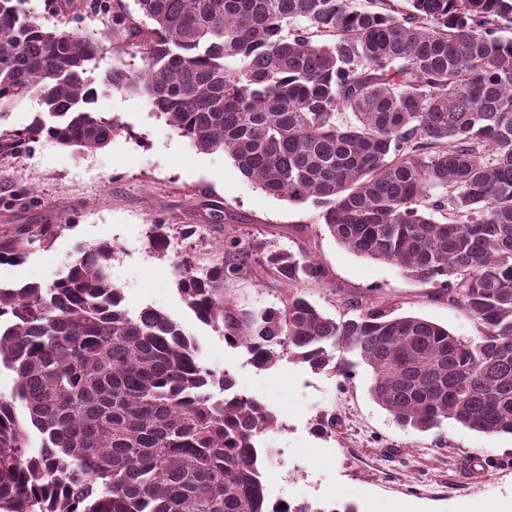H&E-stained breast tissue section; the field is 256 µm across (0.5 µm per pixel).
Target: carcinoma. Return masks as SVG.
Wrapping results in <instances>:
<instances>
[{"label": "carcinoma", "mask_w": 512, "mask_h": 512, "mask_svg": "<svg viewBox=\"0 0 512 512\" xmlns=\"http://www.w3.org/2000/svg\"><path fill=\"white\" fill-rule=\"evenodd\" d=\"M25 2L0 0V116L27 97L43 111L0 131V151L43 138L104 148L122 126L92 108L101 44L43 25ZM47 2L103 17L111 0ZM135 2L146 21L112 20L149 52L138 70L112 69V87L145 94L194 149L227 153L268 195L316 203L342 247L447 291L482 332L464 340L375 306L336 320L295 289L280 308L233 314L224 279L255 265L290 285L324 274L303 249L235 236L232 266L176 265L195 319L260 369L367 365L374 400L404 427L512 434V39L497 34L512 0ZM342 111L355 122L337 124ZM427 187L439 193L427 200ZM24 232L0 236V264L25 263L55 228ZM147 240L167 255L166 225ZM115 254L81 246L49 285H0V370L15 375L0 393V512H356L270 500L261 436L275 412L205 366L178 319L130 311Z\"/></svg>", "instance_id": "carcinoma-1"}]
</instances>
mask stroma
<instances>
[{"label":"stroma","instance_id":"obj_1","mask_svg":"<svg viewBox=\"0 0 512 512\" xmlns=\"http://www.w3.org/2000/svg\"><path fill=\"white\" fill-rule=\"evenodd\" d=\"M27 7L47 26L64 24L100 42L91 72L96 111L116 117L122 130L92 153L41 141L0 158V232L43 224L58 226L49 245H33L24 264L0 265V283H52L66 272L78 246L124 244L111 262V278L130 309H162L183 321L202 345V362L228 371L237 390L276 413L277 427L264 445L288 451V467L268 464L274 493L315 506L352 503L356 512H512V434H484L452 420L428 432L400 426L370 393L371 370L358 365L349 379L312 372L288 360L255 367L247 354L194 320L175 285L174 263L189 255L203 269L233 263L225 234L292 252L305 249L324 268L317 280L288 284L256 271L224 283L229 311L281 307L298 289L331 317L358 314L375 303L395 315H414L463 339L481 327L446 291L406 276L398 267L357 257L329 234L312 203L271 197L246 179L224 152L196 151L155 114L146 98L112 88V68H137L147 45H132L126 30L92 17L59 19L44 0ZM169 226L167 256L147 244L149 224ZM194 236L183 237L182 225ZM325 435H318V425Z\"/></svg>","mask_w":512,"mask_h":512}]
</instances>
